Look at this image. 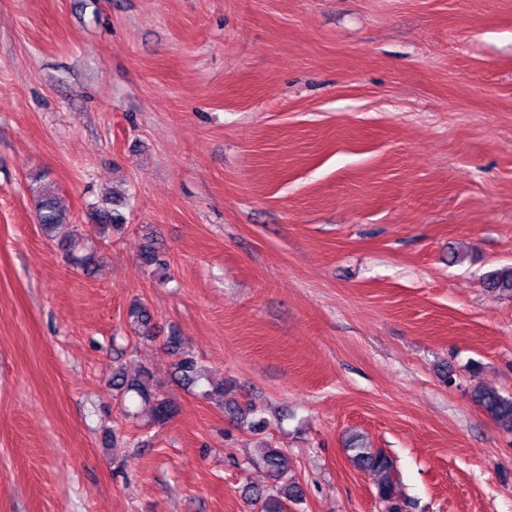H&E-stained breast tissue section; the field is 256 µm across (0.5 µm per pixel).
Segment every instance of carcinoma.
<instances>
[{"mask_svg":"<svg viewBox=\"0 0 512 512\" xmlns=\"http://www.w3.org/2000/svg\"><path fill=\"white\" fill-rule=\"evenodd\" d=\"M32 183L35 216L43 235L71 265L87 276L94 275L99 256L96 248L88 244L89 238L82 227L72 222L55 191L42 182V176L32 178ZM122 199L123 194L114 190L112 195L90 204L92 228L99 239H107L112 233L120 232L126 227ZM141 259L144 266L156 272H163L168 268L165 253L157 247L155 236L151 232L146 236ZM483 284L492 293L512 296V265L488 272L483 278ZM127 319L135 336L143 339L156 336L155 316L147 304H132L128 308ZM166 344L176 356L172 373L180 385L193 387L204 380L207 382V388L202 391L205 399L227 409L237 421L255 432L268 427L269 422L262 417L260 407L252 403L242 406L234 399L232 383L209 378L206 369L185 347L182 337L171 335L167 337ZM111 383L113 396L123 398L129 393L134 394L157 425L167 423L176 413L174 402L154 388L150 375L145 371L129 376L122 369L114 368ZM473 399L499 428L512 433V396H504L496 390L476 386L473 388ZM346 451L356 467L379 475L376 496L381 504V512H406V502L393 478L394 464L391 457L381 449L367 447L362 436L357 434L349 438ZM257 463L270 479L268 488L251 499V505L257 507V512H285L288 504L301 501L303 493L294 474L293 463L282 449L264 448Z\"/></svg>","mask_w":512,"mask_h":512,"instance_id":"carcinoma-1","label":"carcinoma"}]
</instances>
